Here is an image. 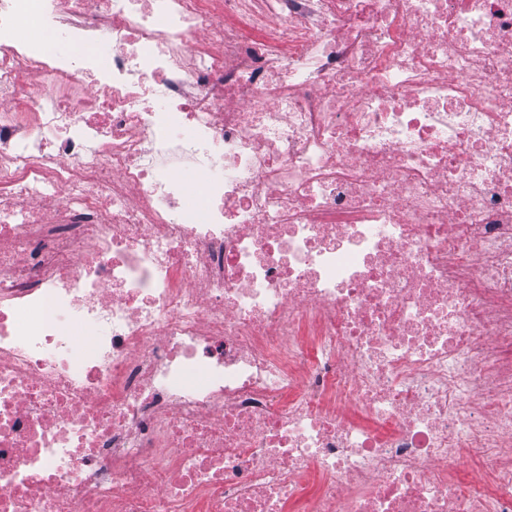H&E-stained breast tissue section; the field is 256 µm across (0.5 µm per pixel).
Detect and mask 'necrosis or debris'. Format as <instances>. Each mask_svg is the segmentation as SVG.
<instances>
[{"instance_id":"necrosis-or-debris-1","label":"necrosis or debris","mask_w":512,"mask_h":512,"mask_svg":"<svg viewBox=\"0 0 512 512\" xmlns=\"http://www.w3.org/2000/svg\"><path fill=\"white\" fill-rule=\"evenodd\" d=\"M0 512H512V0H0Z\"/></svg>"}]
</instances>
